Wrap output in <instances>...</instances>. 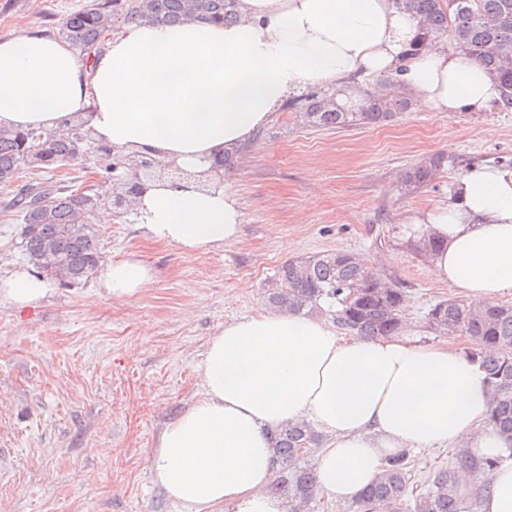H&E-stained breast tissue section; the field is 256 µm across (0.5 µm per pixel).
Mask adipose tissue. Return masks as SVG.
<instances>
[{
  "mask_svg": "<svg viewBox=\"0 0 512 512\" xmlns=\"http://www.w3.org/2000/svg\"><path fill=\"white\" fill-rule=\"evenodd\" d=\"M237 11L228 26L196 16L126 25L88 65L58 35L0 37V124L63 134L66 120H81L116 151L181 168L180 185L150 182L131 210L147 239L197 252L236 242L243 221L234 193L200 175L308 87L393 73L436 112L503 100L495 75L464 50L413 51L418 21L394 0H237ZM409 221L443 240L432 270L471 308L512 294V167L467 170L450 202ZM153 277L132 254L106 262L99 286L122 302ZM49 291L28 268L0 279V303L15 309ZM199 378L202 395L163 425L149 454L154 483L187 512H290L269 486L271 434L291 423L322 437L316 467L329 499L356 497L390 455L456 445L497 462L478 512H512V439L487 426L490 395L466 352L343 338L320 317L268 311L225 322Z\"/></svg>",
  "mask_w": 512,
  "mask_h": 512,
  "instance_id": "ef3b65f1",
  "label": "adipose tissue"
}]
</instances>
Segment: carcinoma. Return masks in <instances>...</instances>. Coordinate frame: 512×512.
<instances>
[{
    "label": "carcinoma",
    "instance_id": "carcinoma-1",
    "mask_svg": "<svg viewBox=\"0 0 512 512\" xmlns=\"http://www.w3.org/2000/svg\"><path fill=\"white\" fill-rule=\"evenodd\" d=\"M398 7L420 22L414 50L451 38L454 48L476 57L493 72L503 89L505 105H512V65L503 59L512 54V0H395ZM197 15L231 24L236 20L235 0H94L70 13L61 35L73 49L85 54L102 52L112 25L140 19L158 24H176ZM410 99L400 91L378 93L356 88L333 94H313L299 106L301 121L313 127L339 128L360 124H380L405 112ZM70 128L79 133L59 137L52 132L13 131L0 128V189L8 191L22 170L55 172L83 153L80 139L87 138L83 124ZM437 155L406 175V183L428 184L443 165ZM110 186L89 184L83 194L60 179L22 187L11 207L23 224L22 250L37 267L40 255L51 246L69 268L62 281L79 284L88 279L102 262L99 236L93 218L111 207ZM265 300L278 310L298 314L329 316L336 328L348 335L397 336L404 330L403 291L369 268L361 257L348 252H322L288 261L266 285ZM429 327L443 334H458L493 347L469 351L486 374L491 398L487 425L512 436V304L491 303L473 311L454 299L435 303L427 313ZM281 470L271 490L288 495L295 502L292 512H309L319 495L315 467L304 462L319 446V435L302 424H290L274 436ZM410 452L387 460V464L352 501V512H377L381 502L391 512H477L488 482H470L466 475L480 471L491 474L496 461L479 458L468 451L455 455L446 468L434 473L425 491L409 490Z\"/></svg>",
    "mask_w": 512,
    "mask_h": 512
}]
</instances>
